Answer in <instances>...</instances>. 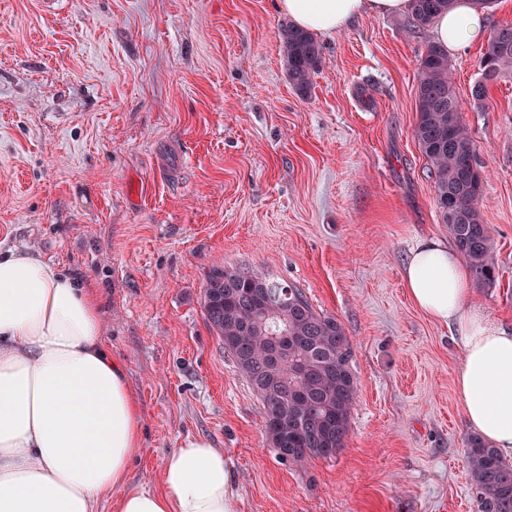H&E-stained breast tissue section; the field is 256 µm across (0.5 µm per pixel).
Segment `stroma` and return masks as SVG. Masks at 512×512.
<instances>
[{"label":"stroma","mask_w":512,"mask_h":512,"mask_svg":"<svg viewBox=\"0 0 512 512\" xmlns=\"http://www.w3.org/2000/svg\"><path fill=\"white\" fill-rule=\"evenodd\" d=\"M278 0H0V248H27L101 299L141 412L130 485L203 437L228 455L236 512H476L455 378L463 348L410 300L402 268L449 238L413 136L433 31L367 13L318 35L289 84ZM450 55L483 175L493 285L472 304L512 332V76L471 88ZM301 288L340 322L356 396L335 457H279L263 408L202 307L216 265Z\"/></svg>","instance_id":"35a3bbf8"}]
</instances>
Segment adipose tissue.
Instances as JSON below:
<instances>
[{"instance_id":"ef3b65f1","label":"adipose tissue","mask_w":512,"mask_h":512,"mask_svg":"<svg viewBox=\"0 0 512 512\" xmlns=\"http://www.w3.org/2000/svg\"><path fill=\"white\" fill-rule=\"evenodd\" d=\"M306 30L333 33L360 14L400 15L410 0H278ZM486 9L455 0L435 20L448 50L482 42ZM402 276L432 320L456 326L455 380L469 426L512 458V334L466 309L469 272L438 238L411 249ZM141 450L138 401L103 335L97 291L38 254L0 253V512H235L223 449L192 438L163 461L161 486L129 489Z\"/></svg>"}]
</instances>
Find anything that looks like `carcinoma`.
I'll return each instance as SVG.
<instances>
[{
	"label": "carcinoma",
	"instance_id": "carcinoma-1",
	"mask_svg": "<svg viewBox=\"0 0 512 512\" xmlns=\"http://www.w3.org/2000/svg\"><path fill=\"white\" fill-rule=\"evenodd\" d=\"M453 2L411 0L410 26L427 29ZM498 33L503 26L487 39L482 78L471 92L478 108L486 105L488 83L512 75V37L505 40ZM280 38L288 81L305 94L312 74L322 66L321 47L313 34L292 24L282 27ZM415 97L414 139L431 166L437 212L476 283L491 285L496 270L490 262V227L480 211L483 176L462 123L448 51L435 42L421 55ZM203 309L235 360L243 351L260 367L269 337L287 334L292 337L289 361L322 368L309 377L293 373L289 365L279 370L288 389V422L271 444L280 456L303 463L331 458L344 448L356 383L352 351L335 318L316 311L301 289L232 265L214 267L205 275ZM466 448L478 512H512V463L476 435L467 437Z\"/></svg>",
	"mask_w": 512,
	"mask_h": 512
}]
</instances>
